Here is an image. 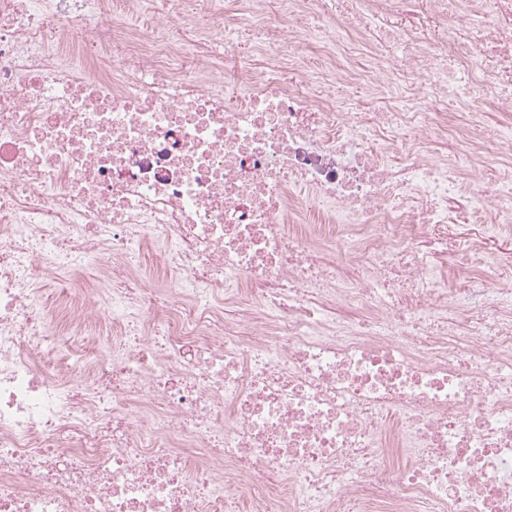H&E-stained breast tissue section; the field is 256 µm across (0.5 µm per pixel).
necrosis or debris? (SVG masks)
Masks as SVG:
<instances>
[{"instance_id": "1", "label": "necrosis or debris", "mask_w": 512, "mask_h": 512, "mask_svg": "<svg viewBox=\"0 0 512 512\" xmlns=\"http://www.w3.org/2000/svg\"><path fill=\"white\" fill-rule=\"evenodd\" d=\"M493 237L512 0H0V512H512Z\"/></svg>"}]
</instances>
